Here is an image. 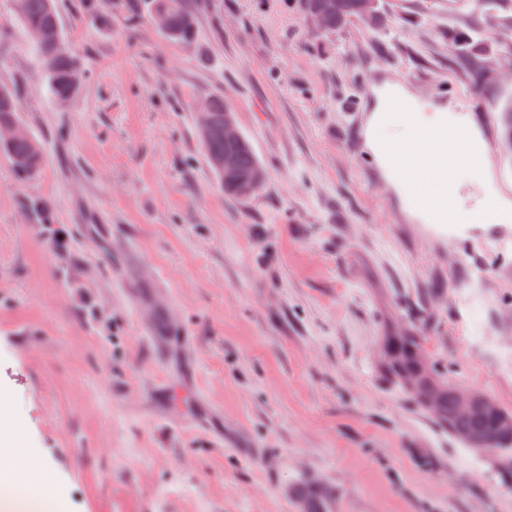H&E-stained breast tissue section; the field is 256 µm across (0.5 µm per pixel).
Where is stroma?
Returning <instances> with one entry per match:
<instances>
[{
  "label": "stroma",
  "instance_id": "stroma-1",
  "mask_svg": "<svg viewBox=\"0 0 512 512\" xmlns=\"http://www.w3.org/2000/svg\"><path fill=\"white\" fill-rule=\"evenodd\" d=\"M198 37L106 0H56L84 73L65 106L15 0H0V85L46 164L0 156V400L49 512H512L493 457L450 437L393 385L381 338L412 331L428 362L512 413V378L465 330L512 345V222L420 223L365 143L387 82L470 116L512 201V0H379L320 30L302 0H188ZM223 96L265 168L225 194L196 135ZM47 207L52 228L39 220ZM192 348L154 358L142 321ZM145 333L151 341H154L157 336L164 335L170 341L180 344L181 347L188 348L192 345V338L186 334L185 331L179 328V325L172 320H166L163 323H152L145 330Z\"/></svg>",
  "mask_w": 512,
  "mask_h": 512
}]
</instances>
